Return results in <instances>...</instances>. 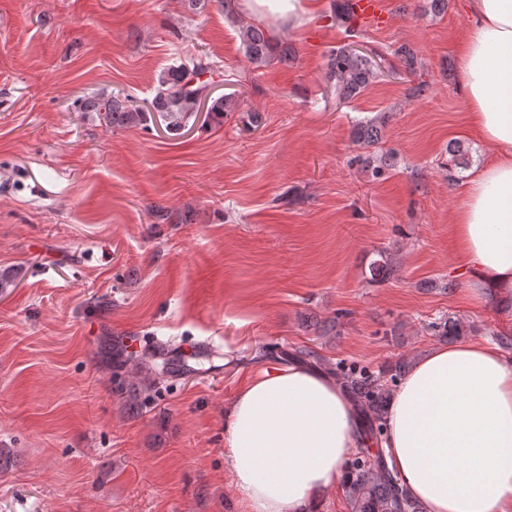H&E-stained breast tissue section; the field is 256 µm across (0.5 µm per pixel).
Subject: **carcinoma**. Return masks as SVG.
I'll list each match as a JSON object with an SVG mask.
<instances>
[{
	"instance_id": "carcinoma-1",
	"label": "carcinoma",
	"mask_w": 512,
	"mask_h": 512,
	"mask_svg": "<svg viewBox=\"0 0 512 512\" xmlns=\"http://www.w3.org/2000/svg\"><path fill=\"white\" fill-rule=\"evenodd\" d=\"M224 16L236 24L239 30L244 56L256 69L268 66L273 61L286 63L294 59V49L287 42L273 36L261 23H246L238 19L234 0H224ZM394 56L405 71L417 70V53L402 44L394 50ZM330 78L336 80L335 88L340 98L352 100L380 76L374 57L355 52L349 46L331 50L328 59ZM209 69L201 59L180 64L162 72L155 95L150 101L149 111L157 113L165 122L166 132L173 136L182 134L189 120L200 111L209 82L198 79V75ZM83 110L95 112L106 124L114 128H129L147 121L146 111L130 104V99L98 94L82 102ZM229 101L220 96L211 99L207 106V117L211 120L224 118L229 111ZM384 117L360 120L353 126L355 141L369 150L357 156V162L375 178L380 177L391 166L390 156L378 154L374 148L384 139ZM466 166L465 153L458 143L448 144V182L456 181L457 169ZM441 337L461 336L469 327L459 319L434 325ZM168 352L161 346L149 345L139 353L128 352L120 342L109 341L102 347L105 363L112 366L117 385H124L121 373L133 368L142 375L140 384L131 383L125 388L126 402L137 408L149 400V391L160 389L174 373ZM332 372L342 381L350 393L361 418L364 436L376 440L383 432L385 404L391 389L381 374L375 375L365 369H356L341 362ZM346 496L351 512H423L421 504L412 499L400 486L397 476L389 469L379 448H360L346 463Z\"/></svg>"
}]
</instances>
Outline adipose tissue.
<instances>
[{
    "label": "adipose tissue",
    "instance_id": "ef3b65f1",
    "mask_svg": "<svg viewBox=\"0 0 512 512\" xmlns=\"http://www.w3.org/2000/svg\"><path fill=\"white\" fill-rule=\"evenodd\" d=\"M303 31L313 0H246ZM458 50L466 121L494 153L452 227L475 296L512 304V0H466ZM336 379L301 365L264 371L224 413V455L243 512H317L346 461L370 447ZM379 446L426 512H512V359L487 342L437 349L398 381Z\"/></svg>",
    "mask_w": 512,
    "mask_h": 512
}]
</instances>
